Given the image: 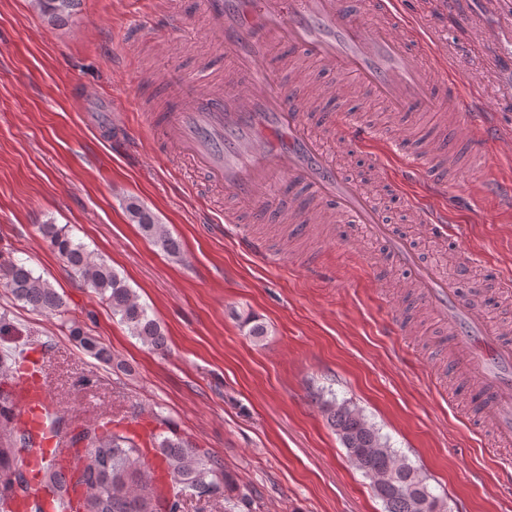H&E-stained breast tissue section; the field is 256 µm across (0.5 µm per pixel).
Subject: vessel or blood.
<instances>
[{
    "instance_id": "1",
    "label": "vessel or blood",
    "mask_w": 512,
    "mask_h": 512,
    "mask_svg": "<svg viewBox=\"0 0 512 512\" xmlns=\"http://www.w3.org/2000/svg\"><path fill=\"white\" fill-rule=\"evenodd\" d=\"M201 11L209 40L226 60V79L175 82L159 114L143 118L151 146L195 168L203 186L247 203L252 223L285 218L304 224L310 200L383 239L391 263L414 271L417 301L447 326L463 363L477 372L478 411L491 424L492 446L512 444V342L485 321L475 299L461 298L454 282L423 263L412 243L385 224L361 181L344 175L325 146L330 136L353 147L369 139V130L331 113L312 126L301 101L282 88L278 70L266 65L285 47L354 76L392 109L418 108L431 97V70L446 67L428 55L421 19L406 15L401 0H201ZM442 89L444 124L463 126L476 155H483L489 126L476 116L479 95L462 98L452 80ZM448 152L447 141L439 138L426 154L413 157L438 196L448 187L441 166ZM285 177L294 193L268 207L264 189ZM44 365L42 352L29 349L16 371L19 416L41 437L27 460L37 473L59 447L47 427L55 408L42 380Z\"/></svg>"
}]
</instances>
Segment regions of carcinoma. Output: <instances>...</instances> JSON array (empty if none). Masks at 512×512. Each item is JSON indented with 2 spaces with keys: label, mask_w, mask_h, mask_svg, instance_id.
<instances>
[{
  "label": "carcinoma",
  "mask_w": 512,
  "mask_h": 512,
  "mask_svg": "<svg viewBox=\"0 0 512 512\" xmlns=\"http://www.w3.org/2000/svg\"><path fill=\"white\" fill-rule=\"evenodd\" d=\"M77 2L35 0L41 12L58 20L70 16ZM126 211L155 246L167 254L180 253L179 240L149 208L130 199ZM39 231L71 274L80 277L108 303L112 316L119 318L132 336L155 352L167 351L168 339L160 323L107 261L93 256L63 227L49 222L39 225ZM0 285L33 311L59 316L66 312L64 295L20 261L0 263ZM71 334L95 359L112 361V352L81 327H72ZM10 373L12 367L1 359L0 481L19 475L20 487L13 492L16 506L30 496V480L18 453L22 448L34 447L38 435L15 420L14 394L4 387ZM320 408L350 462L370 479L384 512H445V503L432 492L428 475L391 448L360 408L346 400L338 402L334 396L320 401ZM53 427L64 431L70 446L85 449V455L82 466L65 473L48 468L45 489L49 497L60 501L70 486L84 487L83 512H181L186 501L210 498L219 493L221 484L228 482L219 459L171 430L154 433L150 440L153 456L171 479L164 492L153 481L144 451L134 438L96 425L71 431L60 418L54 419Z\"/></svg>",
  "instance_id": "obj_1"
}]
</instances>
